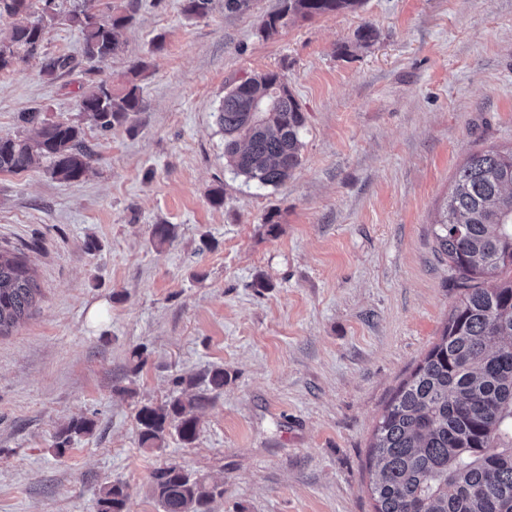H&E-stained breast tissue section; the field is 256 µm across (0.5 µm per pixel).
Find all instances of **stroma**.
Returning <instances> with one entry per match:
<instances>
[{"label": "stroma", "instance_id": "obj_1", "mask_svg": "<svg viewBox=\"0 0 512 512\" xmlns=\"http://www.w3.org/2000/svg\"><path fill=\"white\" fill-rule=\"evenodd\" d=\"M113 2L132 20L111 58L88 61L62 21L43 51L69 71L47 78L41 56L0 71V135L31 108L77 119L103 80L142 99L110 134L83 122L80 181L44 160L0 172V247L40 288L0 336V512H97L116 481L124 512H160L149 482L170 463L223 482L211 512H374V427L459 292L433 224L471 153L512 147V0H362L268 38L281 0H213L198 19L182 0ZM267 71L308 117L277 187L233 177L216 123L227 84ZM215 367L227 380L196 441L141 448L139 408ZM80 416L93 433L57 453Z\"/></svg>", "mask_w": 512, "mask_h": 512}]
</instances>
